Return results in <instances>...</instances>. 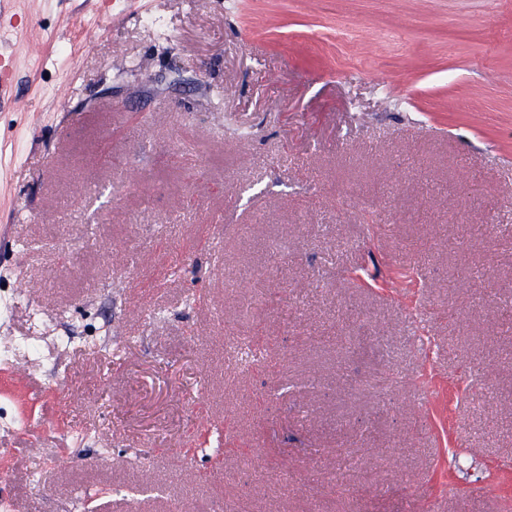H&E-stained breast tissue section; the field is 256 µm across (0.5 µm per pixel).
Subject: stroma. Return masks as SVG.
I'll return each mask as SVG.
<instances>
[{
  "mask_svg": "<svg viewBox=\"0 0 512 512\" xmlns=\"http://www.w3.org/2000/svg\"><path fill=\"white\" fill-rule=\"evenodd\" d=\"M102 2L0 17V505L506 512L512 0Z\"/></svg>",
  "mask_w": 512,
  "mask_h": 512,
  "instance_id": "obj_1",
  "label": "stroma"
}]
</instances>
